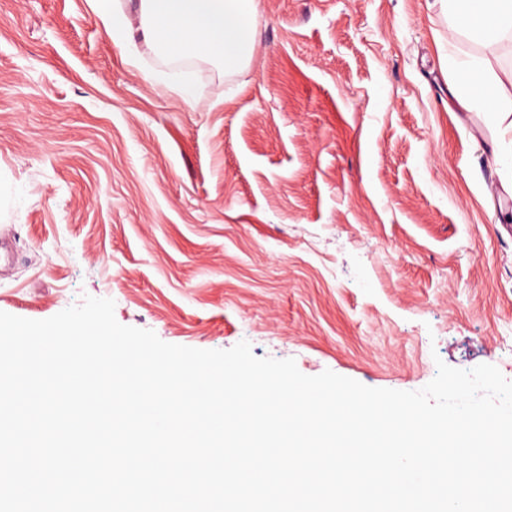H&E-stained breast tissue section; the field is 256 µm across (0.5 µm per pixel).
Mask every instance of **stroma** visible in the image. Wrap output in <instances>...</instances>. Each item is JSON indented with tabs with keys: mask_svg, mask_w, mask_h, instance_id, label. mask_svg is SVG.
I'll list each match as a JSON object with an SVG mask.
<instances>
[{
	"mask_svg": "<svg viewBox=\"0 0 512 512\" xmlns=\"http://www.w3.org/2000/svg\"><path fill=\"white\" fill-rule=\"evenodd\" d=\"M113 34L92 0H0V311L109 298L162 341L415 391L512 380L501 133L448 98L437 0H257L228 71ZM197 90L186 102L174 89Z\"/></svg>",
	"mask_w": 512,
	"mask_h": 512,
	"instance_id": "35a3bbf8",
	"label": "stroma"
}]
</instances>
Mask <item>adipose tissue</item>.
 <instances>
[{
  "mask_svg": "<svg viewBox=\"0 0 512 512\" xmlns=\"http://www.w3.org/2000/svg\"><path fill=\"white\" fill-rule=\"evenodd\" d=\"M450 33L483 46L480 54L457 61L448 92L465 113L482 112L512 132V71L497 73L487 55L512 35V0H438ZM255 0H140V23L147 40L183 55L211 52L225 66L248 63L254 50L251 15Z\"/></svg>",
  "mask_w": 512,
  "mask_h": 512,
  "instance_id": "1",
  "label": "adipose tissue"
}]
</instances>
